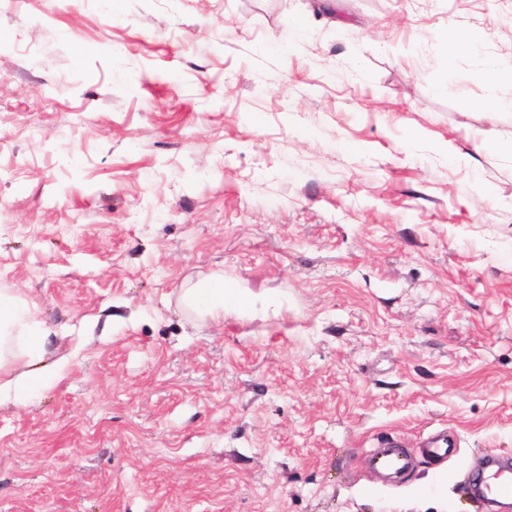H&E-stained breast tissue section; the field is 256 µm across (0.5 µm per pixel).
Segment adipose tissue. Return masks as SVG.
I'll return each instance as SVG.
<instances>
[{"label": "adipose tissue", "instance_id": "ef3b65f1", "mask_svg": "<svg viewBox=\"0 0 512 512\" xmlns=\"http://www.w3.org/2000/svg\"><path fill=\"white\" fill-rule=\"evenodd\" d=\"M188 307L219 319L249 305L238 288L226 287L223 277L185 289ZM46 336L34 329V313L21 300L0 291V395L21 396L37 387L49 367L45 362Z\"/></svg>", "mask_w": 512, "mask_h": 512}]
</instances>
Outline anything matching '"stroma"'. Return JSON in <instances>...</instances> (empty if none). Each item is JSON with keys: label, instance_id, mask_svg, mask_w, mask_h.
Instances as JSON below:
<instances>
[{"label": "stroma", "instance_id": "35a3bbf8", "mask_svg": "<svg viewBox=\"0 0 512 512\" xmlns=\"http://www.w3.org/2000/svg\"><path fill=\"white\" fill-rule=\"evenodd\" d=\"M510 41L512 0L0 6V290L59 366L0 399V512H497ZM215 272L255 306L183 308ZM458 442L448 439V431H439L429 435L419 443V448L429 457L439 458L452 454ZM370 467L375 472L405 469L407 458L397 451L374 454L369 457ZM488 462L491 465L485 480V493H494L500 497H512L511 467L497 456H490Z\"/></svg>", "mask_w": 512, "mask_h": 512}]
</instances>
